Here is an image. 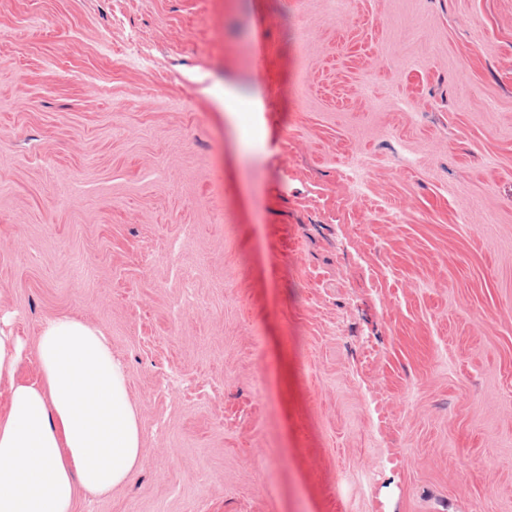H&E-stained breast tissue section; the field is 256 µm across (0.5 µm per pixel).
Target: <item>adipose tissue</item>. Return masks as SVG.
<instances>
[{"mask_svg": "<svg viewBox=\"0 0 512 512\" xmlns=\"http://www.w3.org/2000/svg\"><path fill=\"white\" fill-rule=\"evenodd\" d=\"M25 344L0 319V512H74L79 493L123 484L141 461L124 362L105 333L69 316L48 321L34 379Z\"/></svg>", "mask_w": 512, "mask_h": 512, "instance_id": "1", "label": "adipose tissue"}]
</instances>
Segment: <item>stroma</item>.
<instances>
[{"instance_id":"1","label":"stroma","mask_w":512,"mask_h":512,"mask_svg":"<svg viewBox=\"0 0 512 512\" xmlns=\"http://www.w3.org/2000/svg\"><path fill=\"white\" fill-rule=\"evenodd\" d=\"M5 314L126 364L76 512H512V0H0Z\"/></svg>"}]
</instances>
